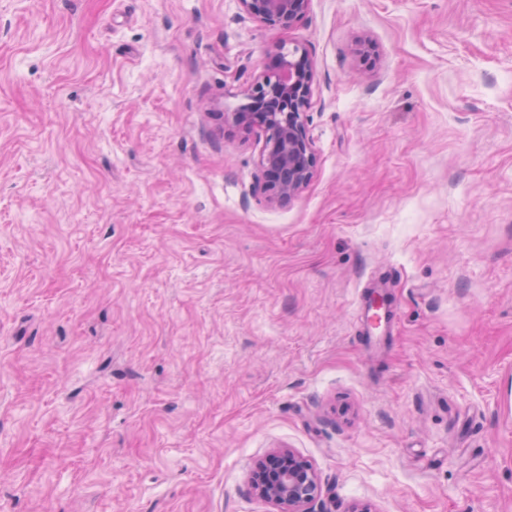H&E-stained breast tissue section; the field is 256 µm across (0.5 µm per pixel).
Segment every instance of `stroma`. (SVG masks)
Wrapping results in <instances>:
<instances>
[{"label":"stroma","mask_w":512,"mask_h":512,"mask_svg":"<svg viewBox=\"0 0 512 512\" xmlns=\"http://www.w3.org/2000/svg\"><path fill=\"white\" fill-rule=\"evenodd\" d=\"M296 45L272 206L223 115ZM277 448L327 512H512V0H0V512H277ZM251 18L271 29L288 28L305 15L310 0H238ZM371 288L374 291L368 296V305L363 308L364 325L371 342L380 345L385 341L384 335L390 328L392 311L389 306L385 307L381 302L379 292H384V288H387L386 284L376 281ZM252 486L258 495L273 502L278 512L316 511L322 488L312 466L291 449L278 448L251 467Z\"/></svg>","instance_id":"obj_1"}]
</instances>
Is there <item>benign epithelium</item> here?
Wrapping results in <instances>:
<instances>
[{"instance_id": "1", "label": "benign epithelium", "mask_w": 512, "mask_h": 512, "mask_svg": "<svg viewBox=\"0 0 512 512\" xmlns=\"http://www.w3.org/2000/svg\"><path fill=\"white\" fill-rule=\"evenodd\" d=\"M251 18L271 29L288 28L305 15L310 0H238ZM314 71L305 51L281 49L277 64L241 90L250 104L225 115L233 126L264 132L259 155L260 187L272 205L297 196L311 178L315 157L307 131ZM252 486L278 512H316L322 488L312 466L291 449L278 448L255 461Z\"/></svg>"}]
</instances>
